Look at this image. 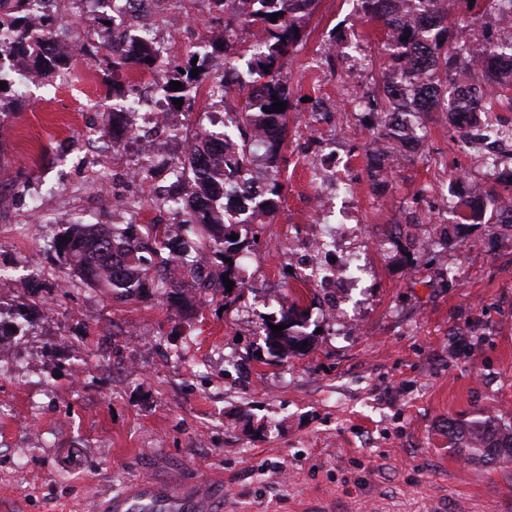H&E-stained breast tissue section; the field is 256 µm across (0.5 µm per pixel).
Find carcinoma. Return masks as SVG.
Instances as JSON below:
<instances>
[{
    "label": "carcinoma",
    "mask_w": 512,
    "mask_h": 512,
    "mask_svg": "<svg viewBox=\"0 0 512 512\" xmlns=\"http://www.w3.org/2000/svg\"><path fill=\"white\" fill-rule=\"evenodd\" d=\"M56 0H0V115L12 111L16 95L5 93L15 85L11 74L24 76L32 72L40 78L54 77L68 70L71 57L55 50L54 43L67 35L54 27V13L48 5ZM317 0H209L211 9L228 15L220 34L205 41L211 51L187 53L183 63L174 66L160 62L152 43L134 36L119 38L113 27L103 23L97 38L86 42L81 49L93 56L103 55L112 71L123 68L143 73L167 72L164 81L156 84L160 96L173 101L198 89L208 68L210 52L233 49V35L240 27L255 30L258 43L237 45L239 57L246 59V73L237 69L224 72V78L211 86L213 99L224 100L231 95L244 98L241 115L224 122L226 132L215 138L207 130L197 132L195 143L207 151L202 166L189 159L170 163L176 181L189 179L196 183V195L210 197L216 183L249 184L256 171L264 170L265 178L255 217H260L281 197L282 185L274 170L278 168L281 145L287 132L288 109L291 108L288 87L278 77L282 60L302 41V23L312 13ZM399 0H359L360 18L376 22L384 29L382 51L392 70L389 80L378 89L379 98L366 104L377 115L381 129L397 140L408 135L410 120L402 113L451 112L454 125L466 137L474 122L486 112L494 111L501 98L497 89L512 87V38H495L470 50L461 43L465 28L455 23L454 11L443 7V0H406L410 9L422 18L414 27L398 18ZM465 2L475 15L491 9L512 10V0H453ZM281 13L277 21L271 15ZM481 57L482 65L475 69L481 76L475 91L465 93L459 84L449 79L459 67L471 68V54ZM153 62H148V59ZM196 64H191L192 59ZM199 69L198 76L191 71ZM182 87L175 91L171 82ZM286 104L275 112L273 97ZM499 194L488 193L478 201L461 203L460 218L469 224L482 219L497 224H511L512 218L489 216L495 210ZM186 223L200 224L203 232L197 239L184 243L176 252L167 242L168 228L161 224H73L66 228L63 242H55L56 252L65 259L70 273L82 282L101 288L112 299L121 302L141 301L163 291L181 305L196 299L227 293L223 279L234 282L237 298H242L244 286L240 276V259L250 242L239 237L240 222L224 214V206L210 201L202 211L185 208ZM238 239L232 240L230 236ZM203 256L207 271L194 261ZM266 320L261 329L270 355L284 359L305 353L303 342L309 340L304 332L306 311L293 303L281 308L279 320L286 329L275 334ZM448 439L466 459L485 466L499 465L512 460V424L501 418L479 413L469 420L448 421Z\"/></svg>",
    "instance_id": "carcinoma-1"
}]
</instances>
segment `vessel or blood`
I'll list each match as a JSON object with an SVG mask.
<instances>
[{"label": "vessel or blood", "mask_w": 512, "mask_h": 512, "mask_svg": "<svg viewBox=\"0 0 512 512\" xmlns=\"http://www.w3.org/2000/svg\"><path fill=\"white\" fill-rule=\"evenodd\" d=\"M222 486L196 480L143 479L123 491L99 494L94 512H222Z\"/></svg>", "instance_id": "b4317fda"}]
</instances>
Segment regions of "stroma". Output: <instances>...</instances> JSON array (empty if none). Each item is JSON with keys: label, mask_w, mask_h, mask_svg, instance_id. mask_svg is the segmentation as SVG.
Segmentation results:
<instances>
[{"label": "stroma", "mask_w": 512, "mask_h": 512, "mask_svg": "<svg viewBox=\"0 0 512 512\" xmlns=\"http://www.w3.org/2000/svg\"><path fill=\"white\" fill-rule=\"evenodd\" d=\"M207 0L164 6L159 36L182 60L201 45ZM383 33L356 0H317L304 39L283 61L292 100L281 197L243 225V298L187 309L163 294L132 303L73 279L53 240L81 215L113 224L96 172L134 151L93 157L83 127H110L101 67L87 56L0 116V321L15 372L0 377V512H88L101 490L155 477L224 484V512H512V465L456 454L448 422L479 412L512 419V224H463L470 183L494 190L479 152L458 145L448 115H415L420 147L373 175L369 153L394 141L350 109L326 46L354 43L374 59L373 92L389 72ZM348 105L341 120L320 104ZM204 92L173 109L182 135L209 126ZM348 162L353 194L323 220L316 169ZM335 227L330 284L306 281L290 250ZM357 266L343 270L349 257ZM299 301L310 349L265 356V317Z\"/></svg>", "instance_id": "obj_1"}]
</instances>
